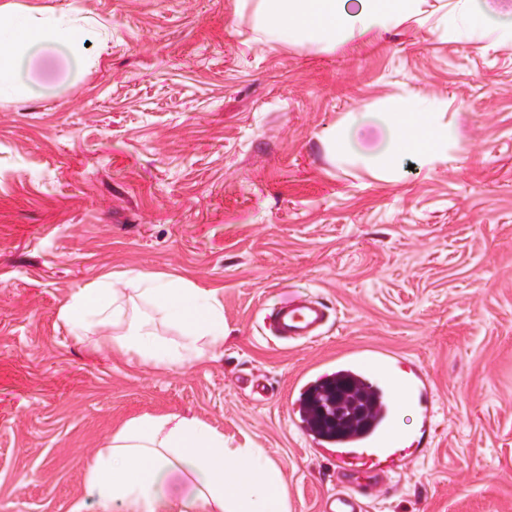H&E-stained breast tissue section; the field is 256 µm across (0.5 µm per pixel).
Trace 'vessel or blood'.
Listing matches in <instances>:
<instances>
[{
    "label": "vessel or blood",
    "mask_w": 512,
    "mask_h": 512,
    "mask_svg": "<svg viewBox=\"0 0 512 512\" xmlns=\"http://www.w3.org/2000/svg\"><path fill=\"white\" fill-rule=\"evenodd\" d=\"M328 319L326 305L296 294L274 307L264 326L278 341L315 343ZM345 370L370 386L376 414L369 429L319 440L317 453L331 465L337 480L336 491L322 502L321 512H367L366 487L382 483L419 458L432 435L434 392L421 365L377 348L355 354ZM405 404L415 406L423 417L421 434L413 439L398 438L394 427V417Z\"/></svg>",
    "instance_id": "b4317fda"
}]
</instances>
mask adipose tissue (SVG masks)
<instances>
[{
  "label": "adipose tissue",
  "instance_id": "ef3b65f1",
  "mask_svg": "<svg viewBox=\"0 0 512 512\" xmlns=\"http://www.w3.org/2000/svg\"><path fill=\"white\" fill-rule=\"evenodd\" d=\"M423 0H256L255 18L281 41L328 45L380 38L397 23L420 19ZM95 34L71 18L0 13V99L24 93L18 66L33 48L64 46L84 60L82 44ZM390 143L360 158L379 178L404 165L424 167L448 145V122L425 100L398 96L384 107ZM147 300L179 330L180 341L156 336L135 314ZM74 339L91 352L119 351L137 364L180 369L219 355L224 306L215 291L151 272L100 275L71 293L58 311ZM185 479L189 495L171 496L170 478ZM96 512H288L281 472L260 448L231 446L222 432L196 417L144 413L128 419L85 471Z\"/></svg>",
  "mask_w": 512,
  "mask_h": 512
}]
</instances>
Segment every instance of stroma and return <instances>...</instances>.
<instances>
[{
	"label": "stroma",
	"instance_id": "1",
	"mask_svg": "<svg viewBox=\"0 0 512 512\" xmlns=\"http://www.w3.org/2000/svg\"><path fill=\"white\" fill-rule=\"evenodd\" d=\"M457 3L328 47L277 42L252 0H0L107 31L85 68L42 60V94L0 100V512H96L86 465L144 413L264 449L289 512H319L336 477L290 392L371 347L425 367L436 435L370 512H512V40ZM401 93L448 106L433 165L382 180L328 153ZM108 271L216 290L223 355L165 371L76 342L59 307ZM291 293L328 306L318 343L267 340Z\"/></svg>",
	"mask_w": 512,
	"mask_h": 512
}]
</instances>
